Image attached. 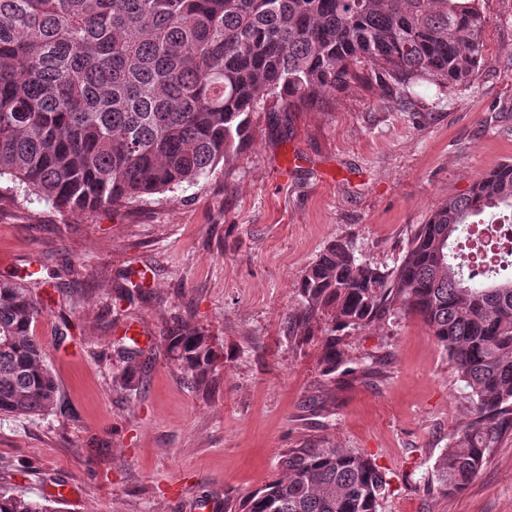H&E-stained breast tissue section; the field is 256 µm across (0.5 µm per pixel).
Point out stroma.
<instances>
[{
	"instance_id": "stroma-1",
	"label": "stroma",
	"mask_w": 512,
	"mask_h": 512,
	"mask_svg": "<svg viewBox=\"0 0 512 512\" xmlns=\"http://www.w3.org/2000/svg\"><path fill=\"white\" fill-rule=\"evenodd\" d=\"M480 7L470 87H419L401 109L360 78L293 112L258 110L238 156L205 179L102 212L0 194V274L58 280L35 335L59 384L53 413L0 417V485L56 512H195L201 500L240 512L288 449L333 445L386 472L378 512H512V432L465 490L439 486L436 460L472 414L418 316L348 331V365L374 371L335 381L320 365L327 314L297 319L299 281L329 243L392 268L437 205L512 159V0ZM140 270L146 296L113 305ZM64 317L78 339L61 348ZM181 327L223 345L207 388L167 356ZM125 335L151 353L130 391L112 383L111 344Z\"/></svg>"
}]
</instances>
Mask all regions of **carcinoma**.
<instances>
[{
  "instance_id": "1",
  "label": "carcinoma",
  "mask_w": 512,
  "mask_h": 512,
  "mask_svg": "<svg viewBox=\"0 0 512 512\" xmlns=\"http://www.w3.org/2000/svg\"><path fill=\"white\" fill-rule=\"evenodd\" d=\"M480 0H0V178L12 194L67 211L174 191L204 178L250 137L251 114L273 100L293 112L339 91L364 69L411 101L420 82L470 83L483 55ZM512 209V162L437 206L417 225L400 263L380 269L348 242L328 245L300 280L307 318L327 310L321 355L331 381L345 367L338 331L403 310L447 352L472 403L435 468L445 492L477 477L512 431V279L454 251L448 226ZM112 304L145 291L129 277ZM35 278L0 279V415L35 417L59 386L33 336L43 317ZM122 388L147 367L145 351L113 341ZM167 355L200 388L224 356L200 331L168 336ZM278 477L242 512H378L388 479L345 448H293ZM0 512H57L0 485Z\"/></svg>"
}]
</instances>
